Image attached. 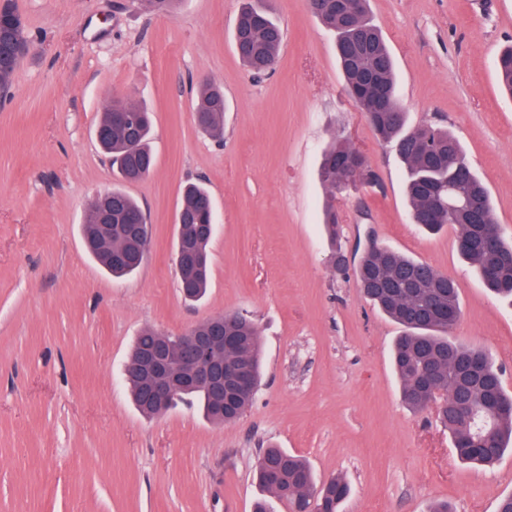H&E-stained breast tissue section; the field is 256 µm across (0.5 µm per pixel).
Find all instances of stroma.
<instances>
[{
  "instance_id": "obj_1",
  "label": "stroma",
  "mask_w": 512,
  "mask_h": 512,
  "mask_svg": "<svg viewBox=\"0 0 512 512\" xmlns=\"http://www.w3.org/2000/svg\"><path fill=\"white\" fill-rule=\"evenodd\" d=\"M241 0H12L29 51L0 96V512H290L254 471L262 447L305 457L316 479L344 476L342 512H496L512 495V453L474 468L432 412L400 400L390 348L399 325L361 292L368 243L456 283L452 335L483 348L512 394V302L490 293L457 250L458 229L413 224L404 167L346 94L335 36L307 0H272L284 39L255 79L231 31ZM394 56L410 126L444 124L487 187L512 241V98L495 61L512 44V0H369ZM220 84L224 137L194 121L196 89ZM120 96L153 115L155 167L128 192L152 229L139 271L116 280L88 256L85 212L117 179L94 139ZM366 158L374 183L329 198L319 177L332 137ZM204 180L216 231L206 296L186 300L174 263L184 185ZM332 203L347 262L324 227ZM240 312L261 332L252 405L215 426L180 406L144 417L124 381L141 328L177 335Z\"/></svg>"
}]
</instances>
